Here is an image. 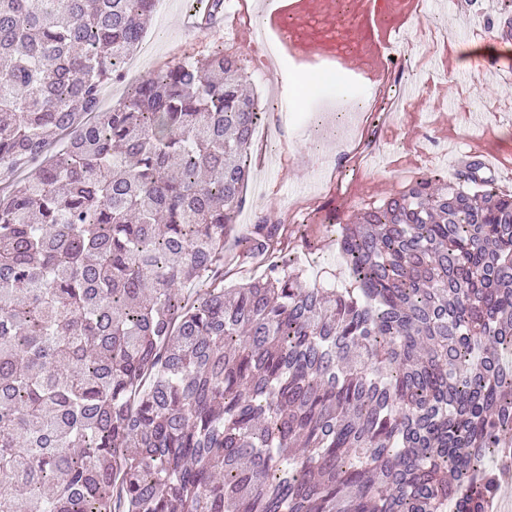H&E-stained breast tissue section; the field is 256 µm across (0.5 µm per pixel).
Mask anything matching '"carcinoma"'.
Returning <instances> with one entry per match:
<instances>
[{
	"mask_svg": "<svg viewBox=\"0 0 512 512\" xmlns=\"http://www.w3.org/2000/svg\"><path fill=\"white\" fill-rule=\"evenodd\" d=\"M154 11L0 0V512H487L512 195L471 157L365 205L331 291L262 218L224 287L267 112L222 45L95 110Z\"/></svg>",
	"mask_w": 512,
	"mask_h": 512,
	"instance_id": "obj_1",
	"label": "carcinoma"
}]
</instances>
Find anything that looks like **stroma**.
<instances>
[{"mask_svg": "<svg viewBox=\"0 0 512 512\" xmlns=\"http://www.w3.org/2000/svg\"><path fill=\"white\" fill-rule=\"evenodd\" d=\"M166 2L164 14L154 15L145 35L149 50L138 55L135 68L125 78L113 83L112 100L124 98L135 84L165 64L188 52H207L218 41L239 58L246 82L261 103L270 106L277 102L283 109L304 115L303 121L285 136L274 132L272 119L258 125L253 137L254 160L245 191L246 203L238 217L240 228L249 227L260 215L274 221L284 220L296 208L304 209L309 223L320 214L327 221L347 224L363 204L379 203L393 196L412 176L434 172L446 179L453 177L454 165L436 164L430 160L429 150L422 147L431 56L423 34L414 33L411 42L401 44L399 64L406 76L403 85L393 89L399 95L404 86H415L419 92L417 99L408 110L378 115L379 137L387 141L390 151L396 152L398 166L372 168L360 159L355 166L344 168L336 179L329 163L336 151L337 138L347 135L351 120L344 111L347 85L310 94L306 87L312 74L305 71L293 76L288 100L277 101L274 78L265 70L269 50L242 45L223 27L195 35L182 24L186 0ZM428 12L429 25L443 32L456 56V64L448 72L447 97L453 110L448 121L449 136L469 140L474 152L512 154V82L488 80L483 71L489 59L512 60V39L472 34L467 40H458L459 30L467 26L466 11L451 0H429ZM297 258L307 280L328 288L348 286V270L332 238H320L313 249H300Z\"/></svg>", "mask_w": 512, "mask_h": 512, "instance_id": "35a3bbf8", "label": "stroma"}]
</instances>
